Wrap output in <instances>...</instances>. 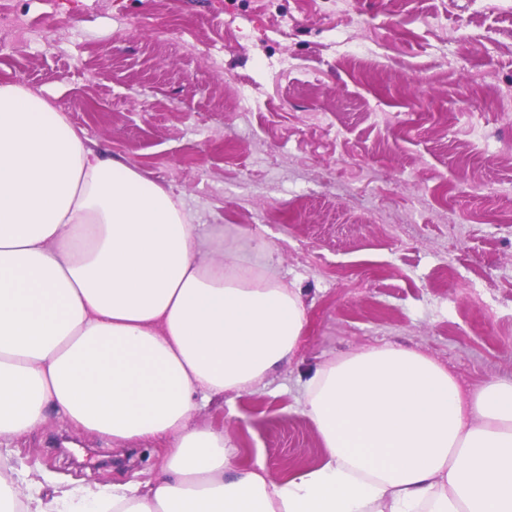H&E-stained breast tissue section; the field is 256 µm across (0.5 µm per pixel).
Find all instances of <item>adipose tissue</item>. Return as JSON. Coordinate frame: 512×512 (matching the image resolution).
I'll return each mask as SVG.
<instances>
[{"instance_id":"ef3b65f1","label":"adipose tissue","mask_w":512,"mask_h":512,"mask_svg":"<svg viewBox=\"0 0 512 512\" xmlns=\"http://www.w3.org/2000/svg\"><path fill=\"white\" fill-rule=\"evenodd\" d=\"M305 322L293 289L225 249L223 226L203 231L181 196L0 84V440L55 414L165 448L144 485L45 498L0 476V512H512V380L466 390L401 346L304 382L325 459L288 478L196 424L287 361Z\"/></svg>"}]
</instances>
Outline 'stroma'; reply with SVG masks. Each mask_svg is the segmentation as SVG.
I'll list each match as a JSON object with an SVG mask.
<instances>
[{"label": "stroma", "mask_w": 512, "mask_h": 512, "mask_svg": "<svg viewBox=\"0 0 512 512\" xmlns=\"http://www.w3.org/2000/svg\"><path fill=\"white\" fill-rule=\"evenodd\" d=\"M0 83L180 195L261 266L306 326L253 392L199 414L275 477L325 454L301 411L324 364L397 344L466 388L512 380V0H0ZM10 463L51 495L110 440L50 416ZM104 484L146 482L160 443Z\"/></svg>", "instance_id": "obj_1"}]
</instances>
